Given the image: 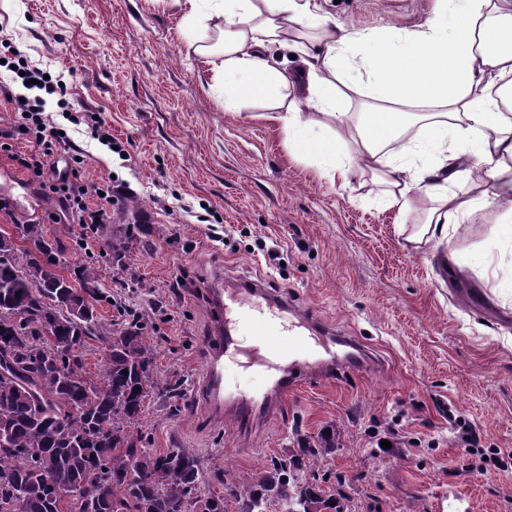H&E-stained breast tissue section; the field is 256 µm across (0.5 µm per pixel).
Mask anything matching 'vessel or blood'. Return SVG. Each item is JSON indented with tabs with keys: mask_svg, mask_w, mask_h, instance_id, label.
<instances>
[{
	"mask_svg": "<svg viewBox=\"0 0 512 512\" xmlns=\"http://www.w3.org/2000/svg\"><path fill=\"white\" fill-rule=\"evenodd\" d=\"M210 302L214 315L203 341L206 370L193 393L207 403L215 420L229 416L239 426L252 429L278 411L288 392L300 383L320 385L346 371H370L382 365L356 339L335 337L315 313L300 314L294 323L285 321L282 314L293 311V304L261 283L228 288L223 275L215 274ZM243 329L250 331L263 352L277 359L275 383L262 394L240 395L228 403L224 400V361L239 353L238 334ZM340 345L345 347V354H337Z\"/></svg>",
	"mask_w": 512,
	"mask_h": 512,
	"instance_id": "1",
	"label": "vessel or blood"
}]
</instances>
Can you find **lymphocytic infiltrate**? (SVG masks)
I'll return each mask as SVG.
<instances>
[{
	"instance_id": "1",
	"label": "lymphocytic infiltrate",
	"mask_w": 512,
	"mask_h": 512,
	"mask_svg": "<svg viewBox=\"0 0 512 512\" xmlns=\"http://www.w3.org/2000/svg\"><path fill=\"white\" fill-rule=\"evenodd\" d=\"M12 68V87L0 90L14 120L9 129H0V139L28 137L37 146L36 152L20 156L19 165L34 181L49 189L61 203L63 214L82 224L94 223L104 217L105 207L112 202V190L100 184L78 183L72 167H59L50 157L56 146L65 144L59 126L46 111V97L65 96L66 88L58 79L46 76L44 70L24 62L23 55L12 42L0 40V60Z\"/></svg>"
}]
</instances>
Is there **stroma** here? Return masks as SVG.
<instances>
[{
    "mask_svg": "<svg viewBox=\"0 0 512 512\" xmlns=\"http://www.w3.org/2000/svg\"><path fill=\"white\" fill-rule=\"evenodd\" d=\"M348 30L377 35L425 22L435 0H320ZM182 0H0V39L32 65L62 73L71 123L49 97L46 109L80 155L77 180L117 178L124 195L107 224L147 225L149 250L133 251L127 277H113L102 226L54 220L57 201L38 184L26 196L12 180L16 156L36 151L20 138L0 151L1 224L44 225L67 264L92 263L104 292L145 313L157 388L177 386L171 403L147 400L141 424L159 452L191 448L204 484L214 472L253 482L266 459L333 424L341 432L326 475L345 476L350 512H512V466L479 471L459 443L465 418L483 448L512 452V228L505 209L476 212L447 239L407 243L430 202L388 206L381 187L332 181L294 151L264 104L224 109L194 48L201 29ZM103 118L125 154L101 145ZM105 223V224H106ZM225 284L261 280L336 334L355 337L382 361L319 387H298L259 428L211 422L192 387L205 370L201 347L215 271ZM390 448H382V441Z\"/></svg>",
    "mask_w": 512,
    "mask_h": 512,
    "instance_id": "obj_1",
    "label": "stroma"
}]
</instances>
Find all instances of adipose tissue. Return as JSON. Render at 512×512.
<instances>
[{
  "instance_id": "adipose-tissue-1",
  "label": "adipose tissue",
  "mask_w": 512,
  "mask_h": 512,
  "mask_svg": "<svg viewBox=\"0 0 512 512\" xmlns=\"http://www.w3.org/2000/svg\"><path fill=\"white\" fill-rule=\"evenodd\" d=\"M213 44L197 47L224 108L268 104L265 120L327 176L371 177L407 212L432 206L408 243L422 247L490 206L512 210V0H436L421 31L367 38L322 12L318 0H207ZM287 45L303 66L289 75L265 56ZM288 99H281V91ZM368 99L365 111L338 108ZM419 125L413 145L406 127ZM480 194L454 191L457 183Z\"/></svg>"
}]
</instances>
